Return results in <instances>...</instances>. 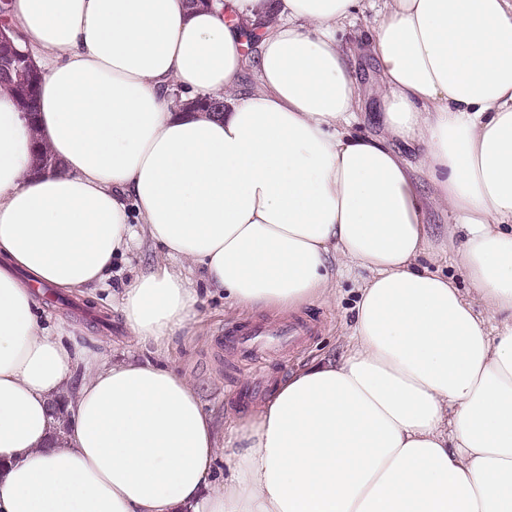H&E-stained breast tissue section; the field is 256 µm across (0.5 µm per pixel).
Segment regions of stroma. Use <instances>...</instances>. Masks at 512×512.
<instances>
[{
    "mask_svg": "<svg viewBox=\"0 0 512 512\" xmlns=\"http://www.w3.org/2000/svg\"><path fill=\"white\" fill-rule=\"evenodd\" d=\"M358 76L357 88L363 102L362 132L381 134L382 126L376 118L380 104L376 96L379 77L370 58L357 56L354 63ZM161 254L148 240H141L124 257L112 263L104 285L95 290L65 297L64 301L49 300L47 311L54 319L70 325L87 327L89 334L83 344L106 361L128 358L157 359L184 374L199 387L208 411L217 426L231 424L235 419L252 412L249 404L236 402L234 391L254 388L256 380L229 344L224 331L232 325L247 326L260 322L277 321L278 316L268 312L240 313L224 304L223 297L202 296L196 306V317L189 327L174 336L167 350L141 347L129 335L123 321L112 307V296L135 275L155 266ZM333 292L328 301L317 302L295 312V319L315 325L316 331L300 345L276 349L268 354L266 366L272 384H279L291 372L311 361L340 353L348 325L355 318L358 295L354 280L334 276Z\"/></svg>",
    "mask_w": 512,
    "mask_h": 512,
    "instance_id": "obj_1",
    "label": "stroma"
}]
</instances>
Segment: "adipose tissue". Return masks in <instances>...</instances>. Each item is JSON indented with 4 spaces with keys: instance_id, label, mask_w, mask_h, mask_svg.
Listing matches in <instances>:
<instances>
[{
    "instance_id": "adipose-tissue-1",
    "label": "adipose tissue",
    "mask_w": 512,
    "mask_h": 512,
    "mask_svg": "<svg viewBox=\"0 0 512 512\" xmlns=\"http://www.w3.org/2000/svg\"><path fill=\"white\" fill-rule=\"evenodd\" d=\"M8 20L42 82L33 124L0 92V512H512V0H10ZM359 54L381 137L357 130ZM37 138L60 171L32 173ZM431 204L468 288L422 263ZM138 224L163 256L115 300L138 343L193 317L177 261L249 312L364 269L343 354L222 435L173 368L100 362L35 289L101 284Z\"/></svg>"
}]
</instances>
